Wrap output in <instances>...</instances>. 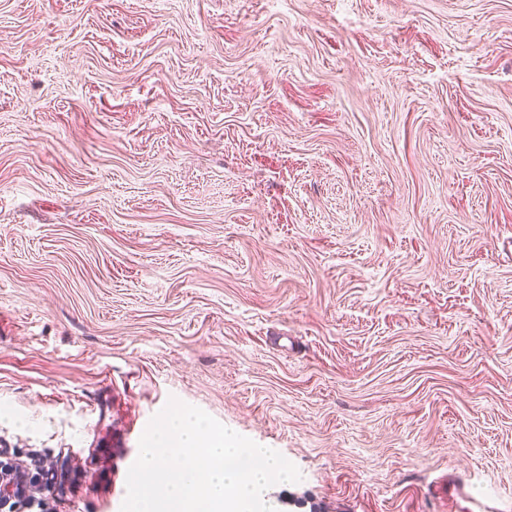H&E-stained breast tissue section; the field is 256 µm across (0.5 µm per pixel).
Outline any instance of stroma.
I'll return each mask as SVG.
<instances>
[{
	"label": "stroma",
	"mask_w": 512,
	"mask_h": 512,
	"mask_svg": "<svg viewBox=\"0 0 512 512\" xmlns=\"http://www.w3.org/2000/svg\"><path fill=\"white\" fill-rule=\"evenodd\" d=\"M172 396L275 512H512V0H0L23 512H120Z\"/></svg>",
	"instance_id": "35a3bbf8"
}]
</instances>
